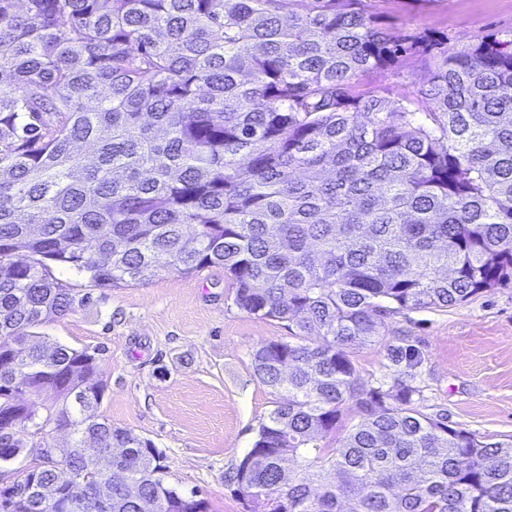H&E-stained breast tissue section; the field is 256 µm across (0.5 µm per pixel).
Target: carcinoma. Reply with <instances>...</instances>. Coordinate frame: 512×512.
<instances>
[{
    "label": "carcinoma",
    "mask_w": 512,
    "mask_h": 512,
    "mask_svg": "<svg viewBox=\"0 0 512 512\" xmlns=\"http://www.w3.org/2000/svg\"><path fill=\"white\" fill-rule=\"evenodd\" d=\"M447 41L364 0H0V465L45 422L72 436L12 512H208L100 414L95 355L40 345L75 306L56 265L93 289L222 267L238 309L288 329L250 352L282 400L224 473L251 512H512V438L423 413L410 349L390 383L351 360L394 315L512 283V39ZM427 55L409 97L354 90Z\"/></svg>",
    "instance_id": "carcinoma-1"
}]
</instances>
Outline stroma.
<instances>
[{"label":"stroma","instance_id":"35a3bbf8","mask_svg":"<svg viewBox=\"0 0 512 512\" xmlns=\"http://www.w3.org/2000/svg\"><path fill=\"white\" fill-rule=\"evenodd\" d=\"M366 7L403 34H444L452 53L481 39H512V0H368ZM428 69L409 58L397 69L361 75L356 88L408 96ZM55 274L87 303L50 318L37 333L95 353L96 377L106 386L102 414L151 439L167 480L199 492L209 512H249L224 474L251 448L277 400L255 378L249 353L261 341L287 337V329L238 309L220 267L93 291L82 276L63 268ZM402 336L420 355L411 384L422 412L491 442L512 437V285L443 312L391 318L385 339L352 356L360 381L393 380L388 348Z\"/></svg>","mask_w":512,"mask_h":512}]
</instances>
